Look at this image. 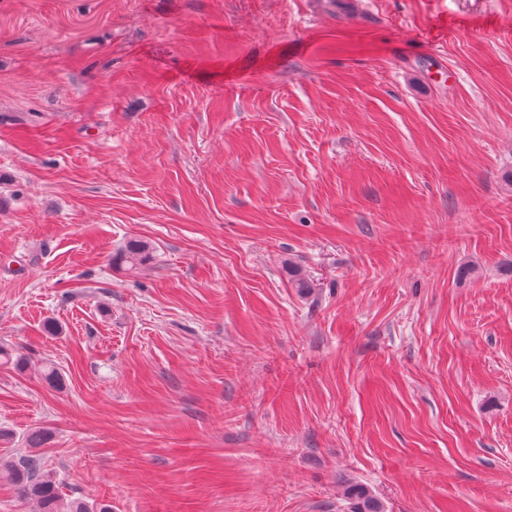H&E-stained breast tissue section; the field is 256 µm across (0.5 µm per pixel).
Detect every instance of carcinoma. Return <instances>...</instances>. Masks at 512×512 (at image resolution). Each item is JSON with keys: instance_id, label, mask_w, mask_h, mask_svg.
Returning <instances> with one entry per match:
<instances>
[{"instance_id": "1", "label": "carcinoma", "mask_w": 512, "mask_h": 512, "mask_svg": "<svg viewBox=\"0 0 512 512\" xmlns=\"http://www.w3.org/2000/svg\"><path fill=\"white\" fill-rule=\"evenodd\" d=\"M150 246L144 241H130L112 256V264L135 269L149 260ZM0 479L15 486L25 499H35L40 512H58L59 492L53 476L45 469L44 462L36 455L0 460ZM348 512H384L383 504L362 484H352L346 489ZM65 512H112V506L89 503L75 499L66 504Z\"/></svg>"}]
</instances>
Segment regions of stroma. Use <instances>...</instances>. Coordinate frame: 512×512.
Here are the masks:
<instances>
[{
	"mask_svg": "<svg viewBox=\"0 0 512 512\" xmlns=\"http://www.w3.org/2000/svg\"><path fill=\"white\" fill-rule=\"evenodd\" d=\"M343 3L0 0V456L63 499L512 512V0ZM150 246L144 241H129L120 251L112 256V264L135 269L149 260ZM349 512H384L383 504L362 484H352L346 489Z\"/></svg>",
	"mask_w": 512,
	"mask_h": 512,
	"instance_id": "35a3bbf8",
	"label": "stroma"
}]
</instances>
